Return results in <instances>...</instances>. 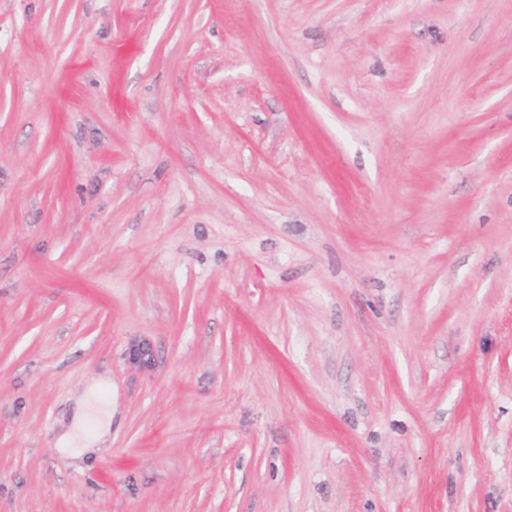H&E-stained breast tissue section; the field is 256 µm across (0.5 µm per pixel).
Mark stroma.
Returning a JSON list of instances; mask_svg holds the SVG:
<instances>
[{"mask_svg":"<svg viewBox=\"0 0 512 512\" xmlns=\"http://www.w3.org/2000/svg\"><path fill=\"white\" fill-rule=\"evenodd\" d=\"M0 512H512V0H0ZM94 391L91 390L82 400L75 414L71 427L58 440V448L65 452H86L95 448L97 442L108 432L112 422V409L99 410V424L95 436L88 438L83 436L84 422L90 411L94 410L91 398Z\"/></svg>","mask_w":512,"mask_h":512,"instance_id":"35a3bbf8","label":"stroma"}]
</instances>
